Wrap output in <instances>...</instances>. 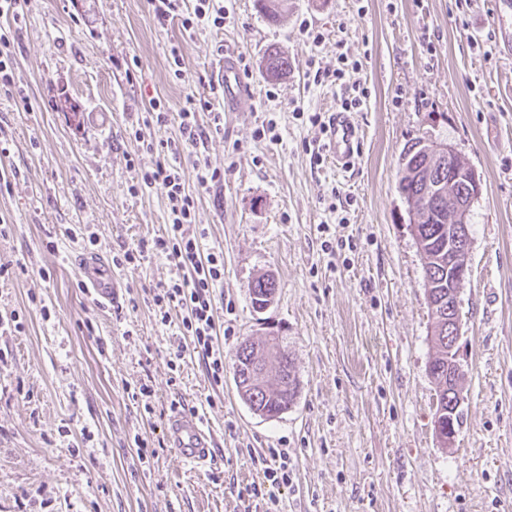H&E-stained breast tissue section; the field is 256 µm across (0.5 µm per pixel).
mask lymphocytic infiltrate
<instances>
[{"instance_id": "lymphocytic-infiltrate-1", "label": "lymphocytic infiltrate", "mask_w": 512, "mask_h": 512, "mask_svg": "<svg viewBox=\"0 0 512 512\" xmlns=\"http://www.w3.org/2000/svg\"><path fill=\"white\" fill-rule=\"evenodd\" d=\"M209 107L207 100L187 97L179 114L180 143H147V151L157 152L160 160L155 168L141 174L138 184L160 189L170 204L169 228L165 235L152 239L150 250L186 272L185 277L171 280L154 296L162 323H169L170 309L182 312L179 329L188 342L177 346L173 358L179 361L185 353L196 354L211 384L217 386L224 381V346L218 339L215 289L224 280V253L204 251L192 229L196 201L185 191V170L179 149L180 144L194 146L206 137L207 129L198 123L197 114Z\"/></svg>"}]
</instances>
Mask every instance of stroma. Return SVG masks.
<instances>
[{"label": "stroma", "mask_w": 512, "mask_h": 512, "mask_svg": "<svg viewBox=\"0 0 512 512\" xmlns=\"http://www.w3.org/2000/svg\"><path fill=\"white\" fill-rule=\"evenodd\" d=\"M493 4L286 0L273 23L258 0H223L222 27L190 30L191 0L162 24L150 0H25L18 21L0 17L18 59L12 94L0 92V172L12 177L0 192V512H265L240 492L262 481L272 448L290 459L278 512H512V55ZM304 20L325 36L318 51ZM272 46L293 62L274 82L262 76ZM242 51L252 92L228 112L213 70ZM341 55L368 90L346 172L330 156L313 166L305 150L322 137L308 114L329 115L341 97L308 84L306 61L334 68ZM190 93L224 115L223 130L181 155L203 248L224 253L216 320L234 334L217 388L196 355L168 365L181 312L162 325L153 298L179 276L173 263L148 252L115 269L122 291L109 309L79 288L74 265L164 235L167 198L132 186L158 160L143 141H179L173 115ZM155 101L172 118L145 124ZM269 119L274 144L256 136ZM417 138L454 146L482 178L460 304L464 423L451 448L434 433L432 318L397 189ZM199 156L223 181L198 183ZM262 273L278 290L257 310L249 284ZM248 336L280 337L294 361L299 395L278 418L237 394L232 357ZM144 384L149 414L130 397ZM175 400L198 410L219 464L196 468L168 446ZM137 435L155 451L148 460Z\"/></svg>", "instance_id": "1"}]
</instances>
